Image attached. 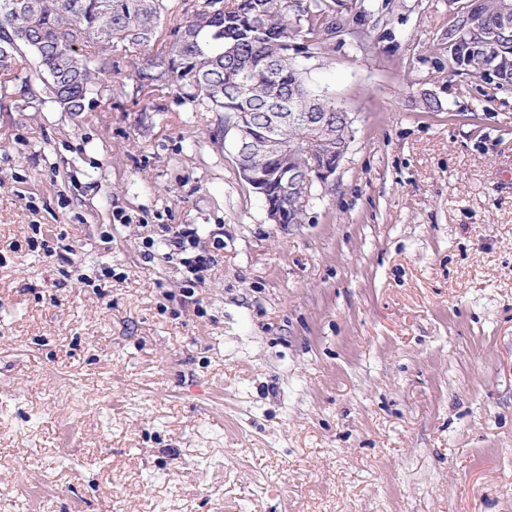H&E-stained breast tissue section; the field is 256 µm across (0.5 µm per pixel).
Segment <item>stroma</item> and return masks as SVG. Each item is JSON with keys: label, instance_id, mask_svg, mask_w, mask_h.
I'll list each match as a JSON object with an SVG mask.
<instances>
[{"label": "stroma", "instance_id": "1", "mask_svg": "<svg viewBox=\"0 0 512 512\" xmlns=\"http://www.w3.org/2000/svg\"><path fill=\"white\" fill-rule=\"evenodd\" d=\"M460 3L297 54L353 123L285 228L146 50L79 113L0 76V512H512V84L451 74ZM165 224L213 252L195 300Z\"/></svg>", "mask_w": 512, "mask_h": 512}]
</instances>
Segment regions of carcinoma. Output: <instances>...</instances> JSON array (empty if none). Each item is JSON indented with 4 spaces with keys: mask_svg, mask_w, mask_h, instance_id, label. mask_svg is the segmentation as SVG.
Instances as JSON below:
<instances>
[{
    "mask_svg": "<svg viewBox=\"0 0 512 512\" xmlns=\"http://www.w3.org/2000/svg\"><path fill=\"white\" fill-rule=\"evenodd\" d=\"M354 0H194L191 18L173 31L147 65L135 71L141 87L165 77L191 91L208 111L224 113V134L233 131L236 113H248L252 136L263 139L274 118L281 134L296 146L299 162L317 170L336 166L329 155L304 137L305 128L290 121L294 112H320L331 130L342 128L336 100L309 88L294 65L291 51L307 36L308 55L321 53L323 35L344 28L349 15H375L388 8ZM502 0H467L448 22V34L495 26ZM166 6L164 0H0V68L12 59H33L36 75L51 98L69 112L84 111V101L104 83L101 61L119 45H151ZM232 48V53L225 50ZM498 63V80L512 82V38L486 48ZM457 75L485 79L480 59L466 69L453 56ZM261 176L259 195L276 209H289L293 198L277 179L278 162L262 154L247 156Z\"/></svg>",
    "mask_w": 512,
    "mask_h": 512,
    "instance_id": "1",
    "label": "carcinoma"
}]
</instances>
